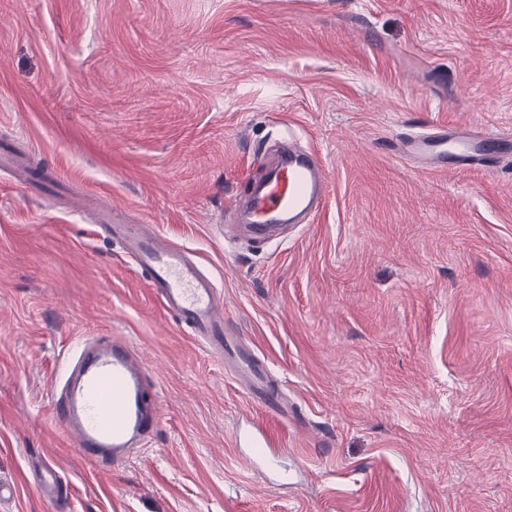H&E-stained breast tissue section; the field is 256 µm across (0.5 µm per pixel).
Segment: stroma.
Wrapping results in <instances>:
<instances>
[{"label": "stroma", "mask_w": 512, "mask_h": 512, "mask_svg": "<svg viewBox=\"0 0 512 512\" xmlns=\"http://www.w3.org/2000/svg\"><path fill=\"white\" fill-rule=\"evenodd\" d=\"M512 132V0H0V512H512V161L412 166L432 125ZM330 196L252 233L232 203L284 141ZM189 248L280 385L255 410L101 220ZM123 336L160 425L102 469L52 417L70 348ZM246 421L252 425L255 433L246 440L241 430L236 428L231 437L235 448H243L242 446L245 444L248 446L247 448H272L274 446L267 431L261 425L249 420ZM33 486L43 495L51 496L55 502L56 510H62L66 501L63 494L61 478L59 473L51 464L42 465L37 477L34 479Z\"/></svg>", "instance_id": "35a3bbf8"}]
</instances>
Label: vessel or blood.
I'll return each mask as SVG.
<instances>
[{
	"label": "vessel or blood",
	"mask_w": 512,
	"mask_h": 512,
	"mask_svg": "<svg viewBox=\"0 0 512 512\" xmlns=\"http://www.w3.org/2000/svg\"><path fill=\"white\" fill-rule=\"evenodd\" d=\"M399 154L433 168L496 169L512 158V134H490L456 123L401 138ZM329 171L315 152L282 153L268 177L247 190L244 200L257 230L311 212L315 197L326 196ZM126 252L162 307L188 326L200 342L220 355L234 378L249 386V400L283 415L280 392L268 374L228 330L224 300L215 278L204 272L187 248L158 238L124 234ZM74 363L54 399L56 423L73 440L78 454L103 468L127 463L131 448L153 434L160 422L159 397L149 370L129 342L101 337L76 345ZM33 485L52 496L56 507L66 497L61 478L42 465Z\"/></svg>",
	"instance_id": "b4317fda"
}]
</instances>
